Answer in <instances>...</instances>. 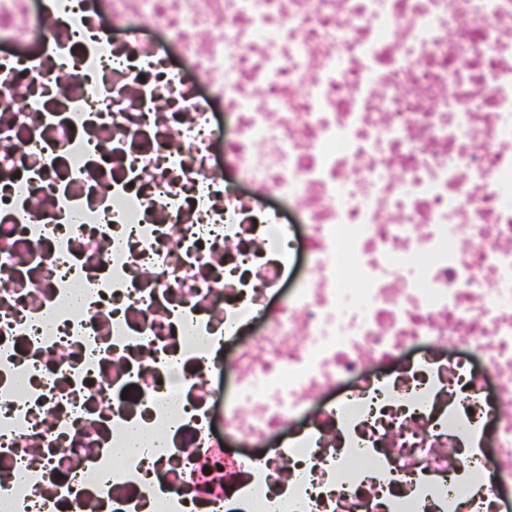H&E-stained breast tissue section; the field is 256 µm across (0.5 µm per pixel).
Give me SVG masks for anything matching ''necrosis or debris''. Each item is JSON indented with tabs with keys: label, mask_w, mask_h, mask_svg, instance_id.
I'll list each match as a JSON object with an SVG mask.
<instances>
[{
	"label": "necrosis or debris",
	"mask_w": 512,
	"mask_h": 512,
	"mask_svg": "<svg viewBox=\"0 0 512 512\" xmlns=\"http://www.w3.org/2000/svg\"><path fill=\"white\" fill-rule=\"evenodd\" d=\"M0 512H512V0H0Z\"/></svg>",
	"instance_id": "necrosis-or-debris-1"
}]
</instances>
